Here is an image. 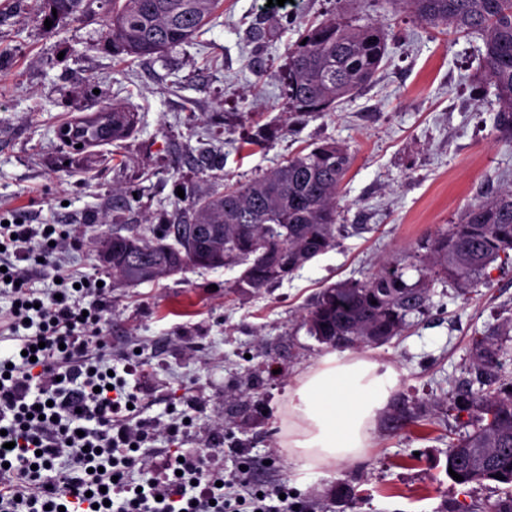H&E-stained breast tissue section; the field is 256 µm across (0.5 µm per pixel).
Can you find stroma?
<instances>
[{"label": "stroma", "instance_id": "obj_1", "mask_svg": "<svg viewBox=\"0 0 512 512\" xmlns=\"http://www.w3.org/2000/svg\"><path fill=\"white\" fill-rule=\"evenodd\" d=\"M111 11L86 0L78 20L54 22L46 0H0V217L70 225L78 246L65 259L108 288L111 356L140 363L157 447L219 454L225 477L287 486L308 512H487L506 487L449 479L448 444L466 430L450 403L459 387H480L473 337L512 319L511 264H491L476 288L434 283L399 336L353 347L398 374L361 460L298 478L276 415L296 376L331 350L302 321L323 288L399 261L467 204L512 186L495 97L474 93L482 37L414 22L400 0H222L197 38L134 58L112 42ZM338 13L395 32L379 73L335 111H289L288 53L307 25ZM112 108L136 113V131L80 153L62 141L66 123ZM247 138L256 147L243 149ZM327 138L353 156L336 247L264 288L236 287L238 266L115 283L104 237L178 223L194 196ZM405 403L426 405L429 421H405Z\"/></svg>", "mask_w": 512, "mask_h": 512}]
</instances>
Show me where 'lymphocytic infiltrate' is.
<instances>
[{
    "mask_svg": "<svg viewBox=\"0 0 512 512\" xmlns=\"http://www.w3.org/2000/svg\"><path fill=\"white\" fill-rule=\"evenodd\" d=\"M67 225H0V512H295L280 489L239 492L195 448H158L160 466L133 481L134 446L157 428L142 416L135 362L109 364L105 288L57 253ZM53 281L38 294L32 280Z\"/></svg>",
    "mask_w": 512,
    "mask_h": 512,
    "instance_id": "obj_1",
    "label": "lymphocytic infiltrate"
}]
</instances>
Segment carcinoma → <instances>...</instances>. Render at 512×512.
Returning a JSON list of instances; mask_svg holds the SVG:
<instances>
[{"label":"carcinoma","mask_w":512,"mask_h":512,"mask_svg":"<svg viewBox=\"0 0 512 512\" xmlns=\"http://www.w3.org/2000/svg\"><path fill=\"white\" fill-rule=\"evenodd\" d=\"M84 0H47L59 19H74ZM219 0H112V41L134 58L189 42ZM429 27L478 34L484 71L477 89L493 90L495 128L512 144V0H403ZM388 31L375 23L331 18L299 34L290 52L287 96L294 112L319 116L368 86L385 55ZM352 164L334 139L294 153L285 163L224 192L195 198L190 221L164 225L151 237L112 233V271L126 284L189 267L244 265L236 287L280 282L336 245V197ZM426 252L401 266L388 263L366 280L323 289L304 314L310 335L331 346L378 345L398 336L407 315L431 299L436 281L478 284L488 266L512 259V189L467 205L460 218L427 240ZM419 277L411 282L404 270ZM377 304H371V301ZM512 320L473 340V368L488 389L463 390L454 408L474 417L473 431L448 447L447 467L460 484L512 483V380L504 374Z\"/></svg>","instance_id":"cac0c4a2"}]
</instances>
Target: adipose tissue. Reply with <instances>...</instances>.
Returning <instances> with one entry per match:
<instances>
[{
  "label": "adipose tissue",
  "mask_w": 512,
  "mask_h": 512,
  "mask_svg": "<svg viewBox=\"0 0 512 512\" xmlns=\"http://www.w3.org/2000/svg\"><path fill=\"white\" fill-rule=\"evenodd\" d=\"M396 386L392 366L347 352L308 366L288 390L282 421L280 445L293 471L361 459Z\"/></svg>",
  "instance_id": "adipose-tissue-1"
}]
</instances>
